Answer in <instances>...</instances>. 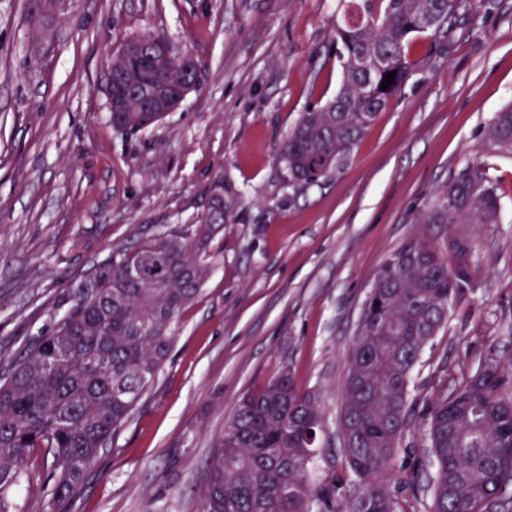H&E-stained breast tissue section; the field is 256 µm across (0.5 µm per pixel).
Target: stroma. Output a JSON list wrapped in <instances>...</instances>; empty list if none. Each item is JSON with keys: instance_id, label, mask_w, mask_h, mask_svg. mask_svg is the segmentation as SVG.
Segmentation results:
<instances>
[{"instance_id": "stroma-1", "label": "stroma", "mask_w": 512, "mask_h": 512, "mask_svg": "<svg viewBox=\"0 0 512 512\" xmlns=\"http://www.w3.org/2000/svg\"><path fill=\"white\" fill-rule=\"evenodd\" d=\"M497 2L473 8L348 166L301 187L277 148L340 87L341 0H55L38 15L32 0H0V353L41 336L64 284L112 249L167 228L194 234L216 181L236 201L155 388L62 512H196L239 396L285 365L324 396L310 478L326 483L343 464L346 354L362 303L411 237L475 239L477 286L413 371L407 459L428 451L430 398L485 358L512 359V154L487 140L512 104V0ZM147 33L191 54L200 82L160 123L127 134L110 121L108 74ZM475 160L498 189L500 222L415 223Z\"/></svg>"}]
</instances>
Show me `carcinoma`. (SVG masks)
<instances>
[{
    "instance_id": "obj_1",
    "label": "carcinoma",
    "mask_w": 512,
    "mask_h": 512,
    "mask_svg": "<svg viewBox=\"0 0 512 512\" xmlns=\"http://www.w3.org/2000/svg\"><path fill=\"white\" fill-rule=\"evenodd\" d=\"M354 13L336 24L342 82L335 97L299 116L278 148L288 177L317 186L340 172L379 113L429 62L447 53L469 18L468 0H352ZM435 20L425 33L419 20ZM425 40L416 58L415 41ZM395 73L388 89L385 75ZM114 128L151 126L145 112L112 113ZM488 140L512 151V107L496 113ZM497 188L478 162L445 183L417 224H496ZM191 238L167 230L98 262L82 281L64 285L65 315L20 351L0 359V512L3 492L30 480L33 461H52L51 498L42 512L79 491L89 469L132 419L169 360L183 310L210 276L211 237L220 225L198 218ZM475 242L450 234L444 249L410 239L374 277L347 353L339 430L344 470L311 484L324 421L320 393L302 392L288 368L247 391L211 453L197 512H512V367L494 358L451 393L430 400V454L399 469L412 418V374L423 348L447 324L452 306L475 283ZM160 252L170 274L162 282L131 275Z\"/></svg>"
}]
</instances>
